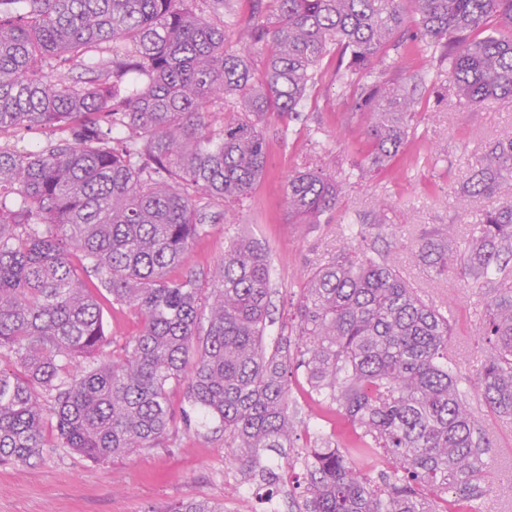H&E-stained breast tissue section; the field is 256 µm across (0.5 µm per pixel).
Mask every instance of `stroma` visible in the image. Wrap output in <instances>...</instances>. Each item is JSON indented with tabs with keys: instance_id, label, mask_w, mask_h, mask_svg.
<instances>
[{
	"instance_id": "1",
	"label": "stroma",
	"mask_w": 512,
	"mask_h": 512,
	"mask_svg": "<svg viewBox=\"0 0 512 512\" xmlns=\"http://www.w3.org/2000/svg\"><path fill=\"white\" fill-rule=\"evenodd\" d=\"M448 64L439 56L420 57L414 68L400 64L380 71L381 81L403 84L418 72L415 132L395 162L368 172L345 186L335 211L317 224H295L288 218L284 185L289 176L323 166L346 173L365 163L366 124L350 114V92L331 82L309 91L300 120L287 122L268 114L262 123L268 152L266 173L251 197L237 205L231 224L210 225L206 236L187 252L183 272L205 277L224 257L229 239L245 233L270 253L275 321L266 344H274L300 295L307 270L326 264L343 244L340 233L352 227L367 236L370 252L387 256L422 298L446 310L452 336L450 358L463 375L475 376L485 358L480 341L477 297L459 267L439 274L418 263L414 245L435 227L454 225L466 237L470 224L494 201L512 198L503 187L495 197L474 198L467 210L456 206L454 193L465 181L489 143L512 136V97L477 106L443 98L435 85ZM393 208L381 212L380 199ZM107 352L119 357L139 326L131 308H113L102 300ZM478 421L491 442L489 482L484 512H512V497L502 486L512 482V419L480 411ZM224 432L217 424L199 427L176 412L164 444L95 463L66 448L51 450L34 467L0 464V512H143L186 500L223 506L230 499L225 473L240 474L231 462Z\"/></svg>"
}]
</instances>
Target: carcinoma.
I'll return each mask as SVG.
<instances>
[{
  "mask_svg": "<svg viewBox=\"0 0 512 512\" xmlns=\"http://www.w3.org/2000/svg\"><path fill=\"white\" fill-rule=\"evenodd\" d=\"M249 2L236 36L230 0H0V359L11 361L0 365V462L155 448L180 389L224 429L245 478L271 486L266 453L294 447V366L314 418L335 428L305 425L306 483L291 512H476L490 442L448 358V315L370 255L363 234L305 274L271 349L265 248L240 235L209 277L173 272L215 222L211 208L252 194L264 117L299 115L329 75L325 58L351 88V112L367 117L375 167L398 156L417 113L406 86L374 78L375 63L435 50L449 64L440 88L459 102L512 96V0ZM42 126L66 138L10 148L12 133ZM505 185L512 137L487 147L456 205ZM6 189L18 208H6ZM341 192L335 172L300 171L288 217L312 224ZM414 256L438 273L455 262L479 289L486 356L474 385L479 405L511 418L512 200L483 211L464 246L450 224ZM102 290L140 316L117 360L105 353ZM168 512L220 510L186 501Z\"/></svg>",
  "mask_w": 512,
  "mask_h": 512,
  "instance_id": "1",
  "label": "carcinoma"
}]
</instances>
